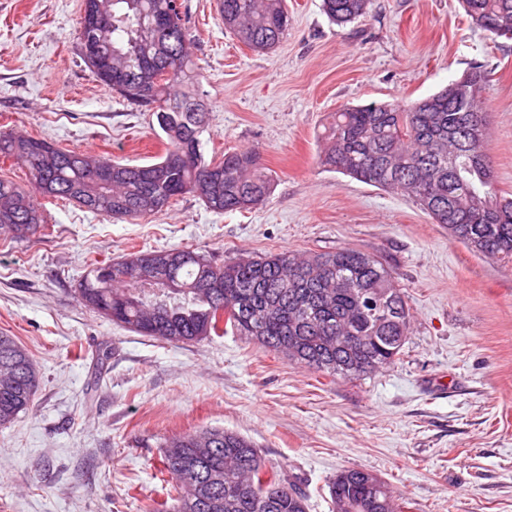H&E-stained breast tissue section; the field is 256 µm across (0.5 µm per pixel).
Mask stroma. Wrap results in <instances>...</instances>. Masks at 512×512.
<instances>
[{
    "label": "stroma",
    "instance_id": "obj_1",
    "mask_svg": "<svg viewBox=\"0 0 512 512\" xmlns=\"http://www.w3.org/2000/svg\"><path fill=\"white\" fill-rule=\"evenodd\" d=\"M200 90L206 160L258 147L262 205L216 213L186 194L115 219L38 196L33 235L0 233V334L41 375L32 406L0 427V512H160L164 438L221 428L298 474L309 512L329 481L377 475L410 512H512V258L473 252L410 199L318 162L330 113L425 98L473 68L499 190L512 193V40L491 41L459 0H370L339 27L321 0H286L291 24L256 52L215 0H181ZM82 0H0V129L130 165L166 144L155 116L101 84L77 40ZM348 247L379 257L410 307L398 360L358 380L288 362L228 332L170 343L85 306L91 263L190 248L216 263Z\"/></svg>",
    "mask_w": 512,
    "mask_h": 512
}]
</instances>
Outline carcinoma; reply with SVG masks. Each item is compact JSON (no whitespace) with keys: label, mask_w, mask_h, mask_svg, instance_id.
<instances>
[{"label":"carcinoma","mask_w":512,"mask_h":512,"mask_svg":"<svg viewBox=\"0 0 512 512\" xmlns=\"http://www.w3.org/2000/svg\"><path fill=\"white\" fill-rule=\"evenodd\" d=\"M159 0H83L79 25L98 20L97 40L112 50V70L82 56L108 88L133 76L146 87L151 112L167 139L165 153L145 165L64 151L45 139L0 130V156L20 160L29 187L0 179V230L15 238L44 222L35 193L66 199L113 218L155 215L192 193L216 213L252 209L271 192V177L255 148L206 161L202 136L209 106L196 90L197 66L185 33L149 27ZM473 24L495 38L512 39V0H461ZM369 0H322L339 26L363 16ZM224 29L254 51L277 46L288 32L285 0H217ZM464 94L453 84L407 104L345 107L322 135L321 164L359 182L412 199L434 223L471 250L512 257V198L495 186L486 148V112L480 93L485 72H470ZM98 264L79 282L86 306L129 331L168 342H198L231 327L261 346L327 376L356 380L394 363L410 325V308L390 270L375 256L351 248L263 257L238 256L222 265L189 248L137 251ZM173 287L145 286L148 268ZM343 336L355 337L348 349ZM15 375L0 389V426L33 401L39 374L26 348L0 335V373ZM209 456L196 457L192 434L165 440L162 471L176 496L166 512H307L298 477L266 464L244 437L212 429ZM332 512H403L378 476L340 471L329 483Z\"/></svg>","instance_id":"cac0c4a2"}]
</instances>
